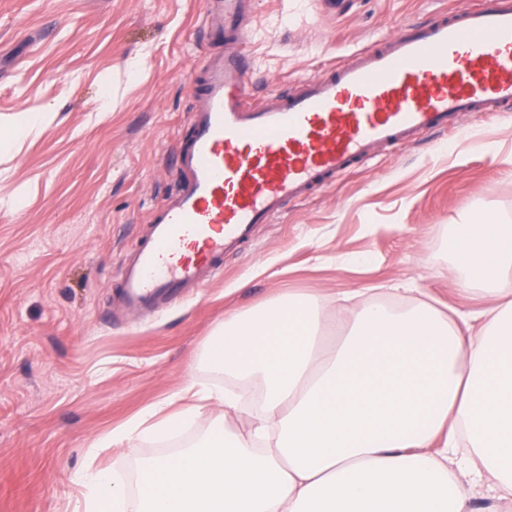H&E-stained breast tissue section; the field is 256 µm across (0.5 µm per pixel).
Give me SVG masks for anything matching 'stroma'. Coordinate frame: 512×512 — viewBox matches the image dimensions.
<instances>
[{
    "label": "stroma",
    "mask_w": 512,
    "mask_h": 512,
    "mask_svg": "<svg viewBox=\"0 0 512 512\" xmlns=\"http://www.w3.org/2000/svg\"><path fill=\"white\" fill-rule=\"evenodd\" d=\"M202 2L0 0V512H75L74 472L129 482L144 461L247 433L246 402L87 454L189 383L223 386L200 357L233 313L305 294L341 331L348 308L375 299L446 314L494 303L459 289L448 239L473 214L512 223V111L379 150L259 225L205 288L147 315L117 311L120 268L174 185L204 56ZM459 2L256 0L252 91L323 75ZM26 116L38 122L16 136Z\"/></svg>",
    "instance_id": "stroma-1"
}]
</instances>
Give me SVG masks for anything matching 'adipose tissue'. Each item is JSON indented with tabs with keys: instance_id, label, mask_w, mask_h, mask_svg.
Returning <instances> with one entry per match:
<instances>
[{
	"instance_id": "1",
	"label": "adipose tissue",
	"mask_w": 512,
	"mask_h": 512,
	"mask_svg": "<svg viewBox=\"0 0 512 512\" xmlns=\"http://www.w3.org/2000/svg\"><path fill=\"white\" fill-rule=\"evenodd\" d=\"M463 289L498 305L474 333L422 303L348 310L330 347L318 300L286 294L218 325L204 346L213 368L257 385L246 435L144 465L153 476L136 512H487L512 506V225H456L448 241ZM181 405L96 440L120 448L175 433L231 390L190 384ZM79 512H127L125 485L106 471L76 472Z\"/></svg>"
}]
</instances>
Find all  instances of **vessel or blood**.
<instances>
[{
  "label": "vessel or blood",
  "instance_id": "vessel-or-blood-1",
  "mask_svg": "<svg viewBox=\"0 0 512 512\" xmlns=\"http://www.w3.org/2000/svg\"><path fill=\"white\" fill-rule=\"evenodd\" d=\"M255 0H204L205 53L177 187L120 270L130 314L212 282L224 255L378 149L441 130L472 112L512 107V0H463L405 23L325 75L255 100L245 43Z\"/></svg>",
  "mask_w": 512,
  "mask_h": 512
}]
</instances>
